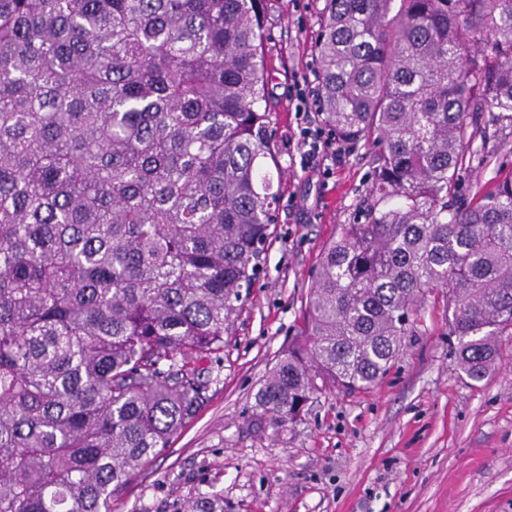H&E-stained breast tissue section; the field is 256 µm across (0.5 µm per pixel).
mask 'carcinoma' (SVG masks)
<instances>
[{
    "mask_svg": "<svg viewBox=\"0 0 512 512\" xmlns=\"http://www.w3.org/2000/svg\"><path fill=\"white\" fill-rule=\"evenodd\" d=\"M263 0H0V512H112L206 401L275 224ZM323 120L375 149L256 394L371 389L445 290L460 368L512 338V0H323ZM481 144L485 151L491 152L496 149V142L493 139L484 143L478 137L473 147L474 152L480 150ZM510 147L511 145L507 147L508 152L498 154L497 161H492L490 164L482 162L481 154L477 155L480 152H475L469 166L462 170L459 176V189L462 197L470 198L477 191L490 185L498 176L499 168L503 162L512 164V147L511 151H509Z\"/></svg>",
    "mask_w": 512,
    "mask_h": 512,
    "instance_id": "carcinoma-1",
    "label": "carcinoma"
}]
</instances>
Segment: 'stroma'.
Segmentation results:
<instances>
[{"instance_id": "35a3bbf8", "label": "stroma", "mask_w": 512, "mask_h": 512, "mask_svg": "<svg viewBox=\"0 0 512 512\" xmlns=\"http://www.w3.org/2000/svg\"><path fill=\"white\" fill-rule=\"evenodd\" d=\"M323 0H265L268 97L283 172L262 271L209 373L208 401L113 500L112 512H512V339L481 381L459 369L442 292L368 390H326L301 420L257 426L255 394L298 334L327 245L371 187V156L349 151L331 179L303 174L288 112L294 80L314 79ZM512 152L473 157L459 189L490 185Z\"/></svg>"}]
</instances>
